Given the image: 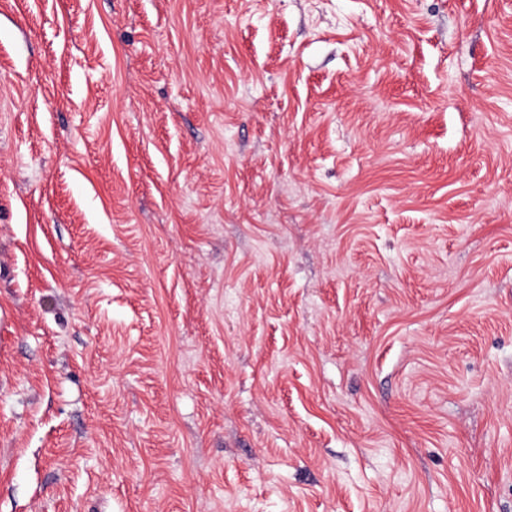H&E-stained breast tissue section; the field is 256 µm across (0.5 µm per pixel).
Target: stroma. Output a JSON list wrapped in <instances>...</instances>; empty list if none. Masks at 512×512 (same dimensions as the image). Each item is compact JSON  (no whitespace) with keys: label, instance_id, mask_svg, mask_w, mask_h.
Here are the masks:
<instances>
[{"label":"stroma","instance_id":"obj_1","mask_svg":"<svg viewBox=\"0 0 512 512\" xmlns=\"http://www.w3.org/2000/svg\"><path fill=\"white\" fill-rule=\"evenodd\" d=\"M0 512H512V0H0Z\"/></svg>","mask_w":512,"mask_h":512}]
</instances>
